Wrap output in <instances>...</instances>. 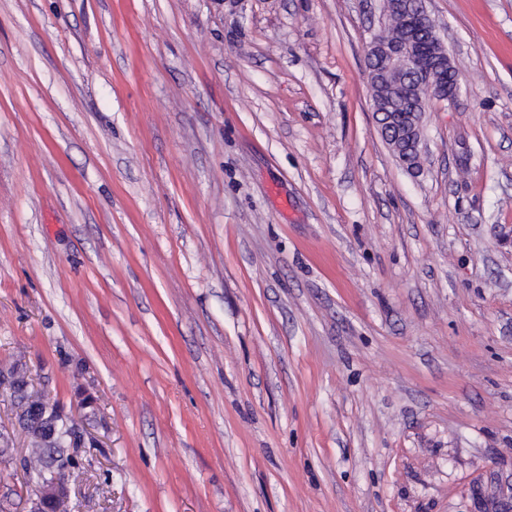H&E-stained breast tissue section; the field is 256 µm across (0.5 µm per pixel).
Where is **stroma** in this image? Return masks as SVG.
<instances>
[{
  "label": "stroma",
  "mask_w": 512,
  "mask_h": 512,
  "mask_svg": "<svg viewBox=\"0 0 512 512\" xmlns=\"http://www.w3.org/2000/svg\"><path fill=\"white\" fill-rule=\"evenodd\" d=\"M422 167L383 0H0V361L90 394L71 512L512 507V0H427ZM418 6L413 9L404 7L401 9L403 35L400 39L392 41L386 37L396 36L400 30L399 5L392 0L388 4L386 26L382 32L386 37H374L367 50L368 85L375 98L383 88L391 86L392 80L397 75L408 71V67L415 69L423 81H418L417 86L400 83V90L405 92L406 112H388L379 106L374 107L376 123L382 136L390 139L389 127H397L398 137L410 140L415 152L421 154L420 123L422 112H416L418 108L417 95L421 88L427 96L434 99H445L452 88L455 92L460 86L459 76L450 68V61L446 50H440L436 46L426 45L422 38L423 17L427 16L425 1L415 2ZM448 72L447 74L444 72ZM422 92V109L425 112L427 100ZM392 113H399L393 116Z\"/></svg>",
  "instance_id": "35a3bbf8"
}]
</instances>
